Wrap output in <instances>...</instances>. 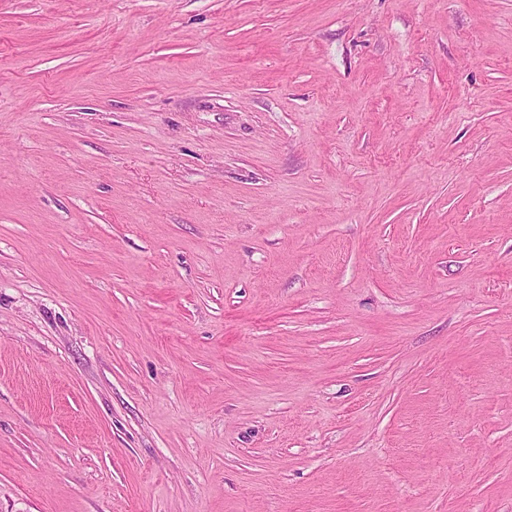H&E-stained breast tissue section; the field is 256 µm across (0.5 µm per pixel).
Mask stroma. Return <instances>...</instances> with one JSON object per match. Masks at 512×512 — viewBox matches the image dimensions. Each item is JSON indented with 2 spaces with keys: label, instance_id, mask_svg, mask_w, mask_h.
<instances>
[{
  "label": "stroma",
  "instance_id": "obj_1",
  "mask_svg": "<svg viewBox=\"0 0 512 512\" xmlns=\"http://www.w3.org/2000/svg\"><path fill=\"white\" fill-rule=\"evenodd\" d=\"M0 512H512V0H0Z\"/></svg>",
  "mask_w": 512,
  "mask_h": 512
}]
</instances>
